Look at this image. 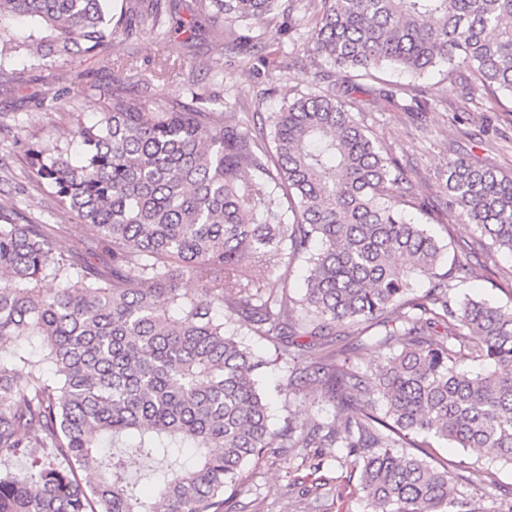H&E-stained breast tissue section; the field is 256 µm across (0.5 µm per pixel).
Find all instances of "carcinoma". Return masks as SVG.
<instances>
[{
    "label": "carcinoma",
    "instance_id": "carcinoma-1",
    "mask_svg": "<svg viewBox=\"0 0 512 512\" xmlns=\"http://www.w3.org/2000/svg\"><path fill=\"white\" fill-rule=\"evenodd\" d=\"M114 2L0 0V81L23 50L64 58L111 46L121 27L154 31L164 16L184 27L166 0L131 16ZM276 2L192 0L190 16L221 33ZM305 49L347 79L444 63L467 67L452 85L466 100L512 94V0H321ZM69 116L24 159L70 223L0 203V354L19 336L44 348L0 363V456L30 460L0 470V512H233L226 490L276 444L315 470L345 449L365 512H486L454 492L448 466L406 449L436 438L476 464L487 448L512 464V307L450 283L412 294L415 278L437 277L442 246L406 220L396 161L338 95L304 93L270 113L269 145L236 112L149 108L120 87L92 121ZM445 190L482 249L512 254V173L450 156ZM286 250L307 263L298 298L266 291ZM226 319L273 348L289 385L318 381L334 415L274 427L260 388L271 361L226 334ZM360 323L385 326L390 355L371 374L322 343ZM300 332L310 341H290ZM175 448L192 463L167 465ZM129 452L159 462L149 495L127 480Z\"/></svg>",
    "mask_w": 512,
    "mask_h": 512
}]
</instances>
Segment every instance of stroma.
Returning a JSON list of instances; mask_svg holds the SVG:
<instances>
[{"label":"stroma","mask_w":512,"mask_h":512,"mask_svg":"<svg viewBox=\"0 0 512 512\" xmlns=\"http://www.w3.org/2000/svg\"><path fill=\"white\" fill-rule=\"evenodd\" d=\"M320 8V0H279L271 14L252 23V41L245 46L238 42L239 27L229 24L220 37L206 28L197 29L189 42L179 32L164 39L120 35L95 55L23 60L17 80L0 82V122L5 125L0 131V199L38 223H65L62 209L28 179L18 144L33 137L52 140L70 110L93 116L119 81L145 103L163 97L207 112L233 109L255 131L269 135L270 113L299 94L335 90L342 83L341 74L324 58L303 50L309 28L285 29L288 18L309 19ZM123 59L137 65L128 80L116 67ZM385 88L395 91V101L382 96ZM418 99L429 102L427 112L413 113ZM347 101L349 111L397 160L412 194L408 218L429 224L444 245L439 274L447 275L454 259L466 260L471 273L460 294L512 306V255L470 254L476 233L449 211L444 190L452 154L471 155L512 172V95L483 92L469 102L451 92L445 71L419 76L387 67L360 80L358 92ZM383 333L378 325L350 328L343 343L354 366L376 369L385 354L377 344ZM261 387L273 423L290 415L321 420L334 412L317 394L289 387L286 369L268 368ZM427 454L433 464L456 465V489L464 495L481 498L494 484L512 489V466L501 462L495 451H486L475 465L463 449L441 440ZM359 477V468L333 457H325L315 473L287 451L270 453L245 468L246 491L236 498L234 512H365Z\"/></svg>","instance_id":"1"}]
</instances>
